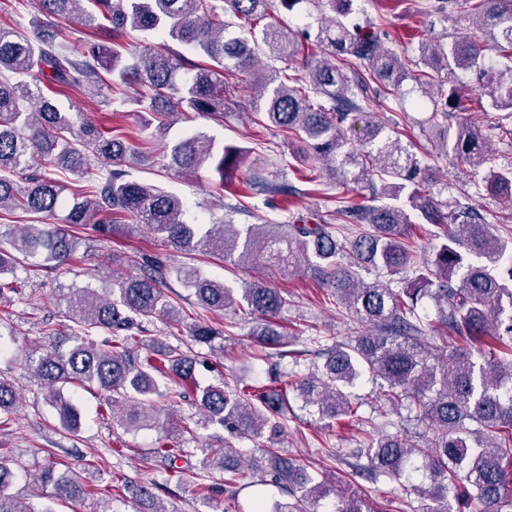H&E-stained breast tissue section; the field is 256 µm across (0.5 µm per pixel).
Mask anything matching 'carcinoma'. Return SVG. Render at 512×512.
<instances>
[{
    "mask_svg": "<svg viewBox=\"0 0 512 512\" xmlns=\"http://www.w3.org/2000/svg\"><path fill=\"white\" fill-rule=\"evenodd\" d=\"M33 37L0 27V212L21 213L34 219L21 224L0 249V296L4 279L15 274L17 263L37 259L61 266L76 252L83 236L71 227L92 225L95 232L131 218L146 224L163 243L192 255L204 252L236 267L266 264L312 268L322 286L353 319L369 329L337 342L326 353L323 366L293 385L304 407L315 408L333 420L360 419L347 388L368 376L382 379L379 416L406 406L416 420L432 431L424 445L386 434L355 450L359 463L353 475L371 482L398 481L408 471L424 480L403 486L405 493L426 502L425 512H507L512 508V237L493 234L479 214L461 202L451 206L430 188L427 167L416 161L399 138L382 136L383 128L366 125L359 147L348 141L343 125L355 120L377 96L373 84L395 99L410 79L424 96H431L433 73L476 71L486 80L493 109L512 119V0H469L472 25L479 35L446 42H421L420 60L433 72L413 70L397 53L384 47L372 23L359 24L351 9L320 18L315 35L300 33L269 21L277 6L295 0H37ZM78 23L97 41L80 49L69 41V24ZM152 32L184 45L207 61L193 60L166 44L125 46L129 31ZM322 57L306 55L309 41ZM494 52L509 62L505 69L488 65ZM289 64L301 61L298 73L272 70L256 74L248 102L260 123L269 122L298 141L293 158L302 166H319L337 185L366 182L371 193L354 205L340 204L336 220L368 226L349 242L350 261L343 264L344 246L333 225L316 213L299 218L280 231L278 224H188L183 199L159 187L131 181L123 166L144 161L141 143L112 128L80 122L53 104L51 94L74 88L95 95L112 86L104 75L116 71L124 82L144 90L142 99L164 137L173 115L197 112L224 121L226 78L245 72L260 57ZM325 98L313 104L311 95ZM428 122L444 130L440 150L456 167L487 169L486 187L512 200V166L499 167L487 152L494 131L512 138V128L499 122L486 129L455 118L448 104L433 109ZM203 133L172 146L170 165L190 173L211 166L219 189L232 196L231 176L243 166L247 152L234 145L214 149ZM100 166L89 172L88 158ZM273 196H290L286 185L249 181ZM72 189V200L64 193ZM63 223L53 224L60 206ZM424 222L447 227L434 259L417 264L409 226L411 214ZM382 266L399 277L400 288L368 281L363 274ZM172 268L144 260L137 271L112 279L104 294L89 286L67 299L68 318L76 325L71 348H56L25 357V366L45 391L47 403L69 430L80 429V414L60 391L63 384L95 385L109 406L120 408L119 422L128 430L160 426L167 436L193 433L190 426L160 420L153 396L160 393L159 378L172 380L165 395L184 399L195 394V404L210 423L224 427V447L214 451L211 469L229 475L235 486L253 487L250 512H319L336 494L331 512H371L365 500L335 490L323 477H314L308 465L260 448L244 461V450L233 440L258 437L266 426L283 429L288 419V387L245 389L225 384L200 387L196 361L177 348L151 351L150 340L132 334L144 331L154 318L182 320L165 292ZM185 284L205 312H247L260 321L259 342L278 355L288 346V335L274 329L286 303L279 289L254 281L236 296L224 281L192 272ZM427 298L442 330L443 352H431L418 313ZM107 334L103 344L91 339ZM16 393L0 378V415L13 413ZM165 471L189 455L187 448L159 447ZM15 477L9 460L0 456V512H56L41 510L8 493ZM38 480L52 489L49 499L77 501L88 490L72 472L48 466ZM272 485L287 499L268 497L260 487ZM162 484L140 486L138 496L152 500L153 512H167L157 499Z\"/></svg>",
    "mask_w": 512,
    "mask_h": 512,
    "instance_id": "carcinoma-1",
    "label": "carcinoma"
}]
</instances>
